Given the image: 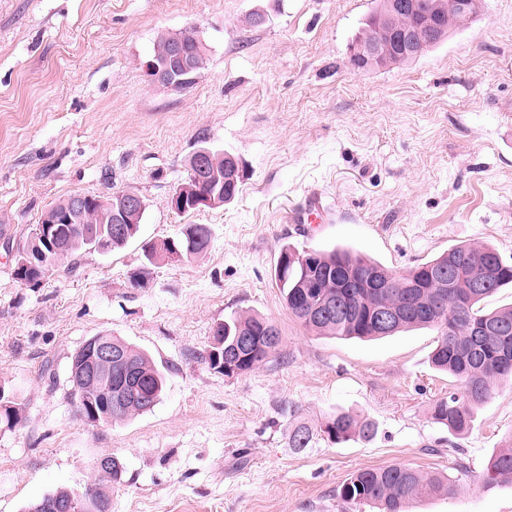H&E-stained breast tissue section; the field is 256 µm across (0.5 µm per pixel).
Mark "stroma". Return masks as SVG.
<instances>
[{
    "instance_id": "1",
    "label": "stroma",
    "mask_w": 512,
    "mask_h": 512,
    "mask_svg": "<svg viewBox=\"0 0 512 512\" xmlns=\"http://www.w3.org/2000/svg\"><path fill=\"white\" fill-rule=\"evenodd\" d=\"M485 2L417 61L355 72L349 44L375 0H0V387L23 404L0 428V512L83 490L105 454L125 464L112 512H374L336 489L393 464L456 482L409 512H512V483L487 480L512 441V380L455 436L429 414L459 387L429 363L437 329L318 336L274 280L287 243L349 246L400 274L455 245L512 260V0ZM187 28L205 68L180 90L150 82L157 36ZM201 145L239 158L244 184L223 207L175 213ZM113 191L145 203L135 239L36 286L13 278L8 246L44 209ZM313 195L319 223L298 222ZM187 224L210 226L208 250L148 264L143 244ZM238 312L274 321L281 351L227 377L203 357ZM105 333L148 353L166 386L152 412L92 426L73 414L68 367ZM338 411L373 420L374 439L289 448L293 422Z\"/></svg>"
}]
</instances>
